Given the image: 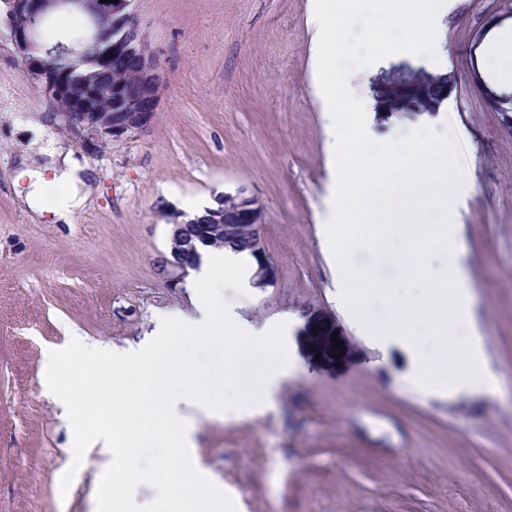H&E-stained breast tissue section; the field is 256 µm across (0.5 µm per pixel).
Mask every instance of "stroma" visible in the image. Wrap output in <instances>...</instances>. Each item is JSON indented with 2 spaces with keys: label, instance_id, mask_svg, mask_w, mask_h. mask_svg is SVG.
<instances>
[{
  "label": "stroma",
  "instance_id": "1",
  "mask_svg": "<svg viewBox=\"0 0 512 512\" xmlns=\"http://www.w3.org/2000/svg\"><path fill=\"white\" fill-rule=\"evenodd\" d=\"M167 83L147 132L83 144L52 117L0 22V512H92L102 458L61 478L73 437L46 383L71 339L127 353L160 316H196L160 270L164 205L252 196L272 267L265 286L226 291L250 332L287 325L290 373L242 416L194 414V465L236 512H512V77L490 71L491 37L512 36V0H448L436 58L396 54L352 84L371 139L430 126L461 140L452 215L497 391L412 389L402 348L369 338L341 301L322 216L334 194L314 0H132ZM443 85L433 112L404 117L376 96L408 76ZM71 157L88 170L80 209L37 213L23 166Z\"/></svg>",
  "mask_w": 512,
  "mask_h": 512
}]
</instances>
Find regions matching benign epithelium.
<instances>
[{
	"instance_id": "1",
	"label": "benign epithelium",
	"mask_w": 512,
	"mask_h": 512,
	"mask_svg": "<svg viewBox=\"0 0 512 512\" xmlns=\"http://www.w3.org/2000/svg\"><path fill=\"white\" fill-rule=\"evenodd\" d=\"M7 26L15 55L26 60L28 71L49 103L51 111L82 142L92 146L111 140L120 142L147 130L159 109L165 83L158 57L148 43L142 24L131 10V0H5ZM51 13H78L99 31L106 33V45H95L93 55L57 43L39 45L37 34ZM78 61L66 67L56 61L71 56ZM90 72H76L78 64ZM117 71L123 79L112 81ZM390 110L433 112L440 101L439 85L405 79L380 92ZM110 100V107L94 105ZM169 252L163 273L175 283L196 267L198 246L221 241L241 230L253 232V249L258 259L256 284L267 281L268 265L262 255L259 224L261 206L253 197L218 193L214 204L201 214H187L170 208Z\"/></svg>"
}]
</instances>
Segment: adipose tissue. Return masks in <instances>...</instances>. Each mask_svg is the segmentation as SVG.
Listing matches in <instances>:
<instances>
[{
    "instance_id": "obj_1",
    "label": "adipose tissue",
    "mask_w": 512,
    "mask_h": 512,
    "mask_svg": "<svg viewBox=\"0 0 512 512\" xmlns=\"http://www.w3.org/2000/svg\"><path fill=\"white\" fill-rule=\"evenodd\" d=\"M22 174L30 180L27 200L36 210L50 208L56 214L76 212L83 201L80 186L83 182L81 170L72 164H65L56 170L52 177L31 169H23Z\"/></svg>"
}]
</instances>
